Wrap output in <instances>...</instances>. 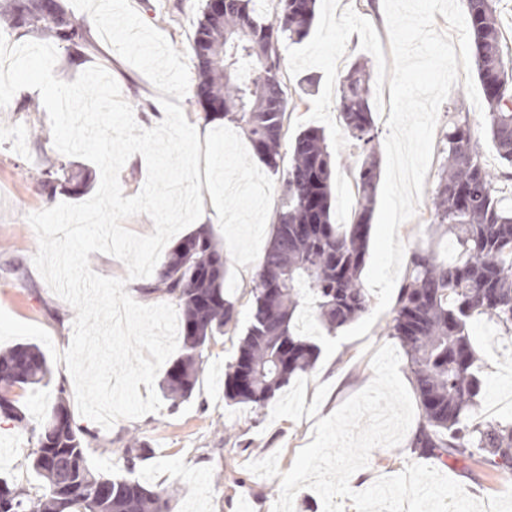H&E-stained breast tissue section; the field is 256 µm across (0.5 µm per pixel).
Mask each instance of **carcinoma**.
Instances as JSON below:
<instances>
[{"label": "carcinoma", "instance_id": "cac0c4a2", "mask_svg": "<svg viewBox=\"0 0 512 512\" xmlns=\"http://www.w3.org/2000/svg\"><path fill=\"white\" fill-rule=\"evenodd\" d=\"M279 4L269 18L260 0H224L222 16L207 3L191 44L197 97L212 112L224 104V118L243 130L254 155L275 173L287 107L278 44H299L309 36L316 0ZM466 9L491 140L502 163L512 167V56L504 53L496 0H466ZM0 28L51 37L68 48L90 46L87 21L69 13L62 0L52 5L0 0ZM371 80L366 66L355 63L336 96L340 122L361 149L351 223L338 224L332 215L333 160L324 131L308 127L294 138L276 223L251 289L250 325L225 374L224 398L237 404L266 407L319 356L318 345L296 329L302 306L298 279L314 294L315 319L330 334L370 307L361 274L380 175ZM445 140L431 226L448 233L457 256L448 262L423 250L411 253L388 331L403 348L420 404L414 447L439 462L475 460L512 473V423L471 421L484 379L476 369L470 330L472 319L484 316L512 335V206L504 204L497 177L482 164L468 121L455 122ZM36 184L51 200L59 189L82 192L86 180L74 181L65 162L50 158ZM224 277V255L211 225L200 224L171 248L153 278L136 288L141 297L168 299L181 311V352L159 382L174 406L193 396L210 342L238 324ZM243 368L253 376L248 390L238 387ZM51 378L38 346L0 351V416L36 439L28 468L38 479L32 489L0 478V512H173L174 492L91 466L88 450L95 436L74 422L64 396L41 420L28 418L14 389L35 388ZM145 448L134 436L123 442L127 470L135 469Z\"/></svg>", "mask_w": 512, "mask_h": 512}]
</instances>
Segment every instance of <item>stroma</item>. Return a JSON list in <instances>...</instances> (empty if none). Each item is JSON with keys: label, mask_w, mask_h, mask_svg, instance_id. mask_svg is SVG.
<instances>
[{"label": "stroma", "mask_w": 512, "mask_h": 512, "mask_svg": "<svg viewBox=\"0 0 512 512\" xmlns=\"http://www.w3.org/2000/svg\"><path fill=\"white\" fill-rule=\"evenodd\" d=\"M141 19L160 31L181 53H189L205 0H131ZM281 79L287 93L285 137L281 152L290 157L296 134L309 126L324 130L333 155V210L337 223H349L356 208L354 168L356 151L336 111V94L350 65L360 61L371 70V102L379 138L388 133L381 94L389 86L392 56L383 11V0H318L309 37L299 44H282ZM107 70L132 106L137 124L154 127L162 106L152 82L125 61L104 41L72 62L65 49H58L55 76L74 81L92 66ZM314 78V93L305 95L300 85ZM39 92L23 89L0 109V309L14 318L38 325L48 332L58 352H65L73 337L76 312L56 295L37 271L33 257L37 236L27 221L30 213L49 208L51 202H79L92 197L100 184V171L92 162L76 159L77 168L88 172L91 183L83 195L57 192L54 199L38 193L31 176L44 160L56 156L46 110L28 113L24 104L40 101ZM468 112L472 135L480 146L481 159L492 171L501 168L491 141L481 134L482 119L470 101L464 78H457L438 112L431 163L424 190L413 218L399 228L406 252L448 251V239L430 226L433 190L444 161L443 135L448 128L449 108ZM183 112L198 134L199 170L204 206L223 208L228 221L214 225L224 252L225 285L236 302L239 329L216 337L205 352L204 372L192 398L178 408L161 410L138 419L117 420L111 429L77 417L78 425L99 438L89 451L93 467L105 474L123 472L116 439L122 435L145 439L149 449L138 462L135 476L153 487L176 490L174 512H272L280 494L279 478H262L247 469L248 463L278 454V468H291L297 452L313 439V427L346 400L363 390L374 373L370 360L394 339L387 334L391 311H384L369 334L343 342L330 358H318L305 376L291 380L276 401L260 411L224 398V371L236 356L240 331L250 319V294L280 206L281 182L253 155L242 130L234 132L232 149L224 147L228 127L223 115L205 119L204 107L186 93ZM474 347L482 359L486 390L477 418L493 415L512 422V407L490 412L493 402L512 398V339L486 318L471 324ZM52 381L24 392L22 402L30 416L41 417L53 404L58 390L75 401V386L65 362H52ZM34 442L27 431L12 422H0V475L25 484L29 481L27 455ZM427 456L413 452L410 438L394 448H375L366 467L350 481L353 491L368 489L382 476L401 473L410 463L429 464ZM442 474L460 483L479 500L502 494L512 486V473L494 470L474 461L448 462Z\"/></svg>", "instance_id": "obj_1"}]
</instances>
